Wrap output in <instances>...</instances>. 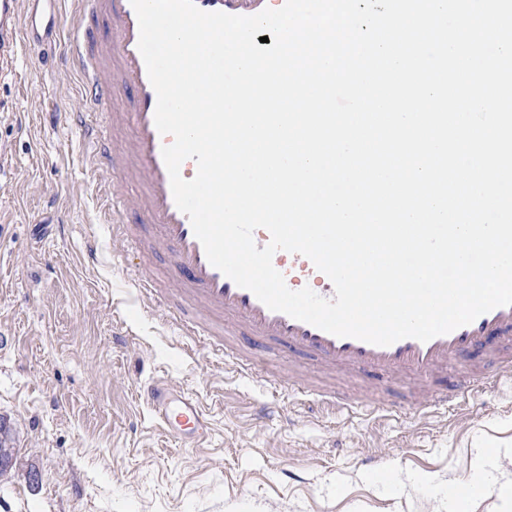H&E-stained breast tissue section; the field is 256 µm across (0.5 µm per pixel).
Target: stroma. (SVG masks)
<instances>
[{"label": "stroma", "mask_w": 512, "mask_h": 512, "mask_svg": "<svg viewBox=\"0 0 512 512\" xmlns=\"http://www.w3.org/2000/svg\"><path fill=\"white\" fill-rule=\"evenodd\" d=\"M78 81L19 50L0 74V418L17 463L0 512H452L448 489L484 476L466 512H512V370L461 411L426 421L338 416L313 396L249 378L223 353L145 313L121 246L103 231L84 162ZM100 241L94 261L88 238ZM153 377L195 394L204 450L181 447L138 401ZM267 402L277 413L260 418Z\"/></svg>", "instance_id": "35a3bbf8"}]
</instances>
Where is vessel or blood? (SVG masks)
I'll use <instances>...</instances> for the list:
<instances>
[{"mask_svg": "<svg viewBox=\"0 0 512 512\" xmlns=\"http://www.w3.org/2000/svg\"><path fill=\"white\" fill-rule=\"evenodd\" d=\"M285 0H195L206 12L253 15L264 8L282 7ZM59 0H0V63L28 46L50 57L64 45V60L80 80L81 110L75 115L89 151L90 166L106 162L124 177L136 180L141 194L127 200L119 187L102 183L110 203L103 213L114 239L134 244L136 251L162 254L168 276L157 284L140 272L134 286L153 309L167 307L171 323L182 336H204L211 345H225L227 337L246 336L309 360L318 379L308 378L289 364L274 388L304 391L330 401L338 412L361 407L358 398L337 392L335 377L355 379L379 389L376 410L407 409L425 420L440 410L458 406L489 384L497 371L512 368V306L495 308L451 333L422 342L404 338L377 346L355 338L337 337L311 324L268 309L249 290L237 286L213 267L193 233L187 215L175 205L170 178L162 158L172 136L160 134L154 114L157 95L138 50L139 26L130 0H76V22L69 38L64 31ZM129 93L131 108L114 113L113 128L127 132L116 142L96 123L98 111L116 86ZM273 265L293 290L313 286L319 296L335 294L329 277L307 257L284 250ZM463 364L457 381H449L448 365ZM138 397L153 421L173 438L203 429L205 411L185 392L170 393L161 384L145 382Z\"/></svg>", "mask_w": 512, "mask_h": 512, "instance_id": "vessel-or-blood-1", "label": "vessel or blood"}]
</instances>
